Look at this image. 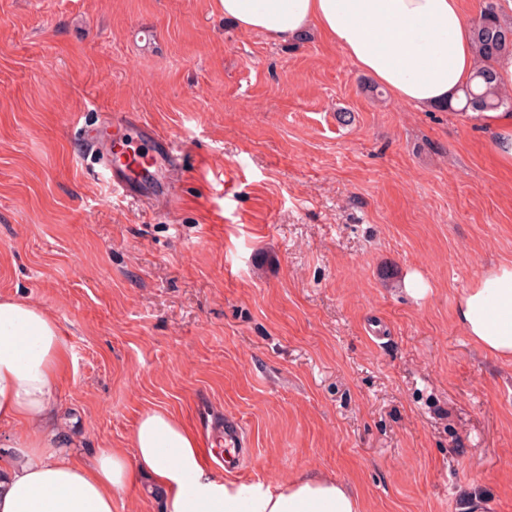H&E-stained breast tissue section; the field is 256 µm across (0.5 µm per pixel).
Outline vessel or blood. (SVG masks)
<instances>
[{
	"label": "vessel or blood",
	"mask_w": 512,
	"mask_h": 512,
	"mask_svg": "<svg viewBox=\"0 0 512 512\" xmlns=\"http://www.w3.org/2000/svg\"><path fill=\"white\" fill-rule=\"evenodd\" d=\"M84 155L108 174L114 193L176 208L180 190L174 170L185 156L175 141L158 133L137 113L113 115L109 129L84 130Z\"/></svg>",
	"instance_id": "obj_1"
}]
</instances>
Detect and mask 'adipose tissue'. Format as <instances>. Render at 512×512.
I'll return each mask as SVG.
<instances>
[{"mask_svg":"<svg viewBox=\"0 0 512 512\" xmlns=\"http://www.w3.org/2000/svg\"><path fill=\"white\" fill-rule=\"evenodd\" d=\"M241 30L292 42L308 30L333 41L357 68L400 103L416 108L455 102L473 83L475 54L462 0H221ZM512 167V113L467 112ZM467 336L512 359V264L488 269L457 307ZM68 350L55 318L23 299L0 298V425L23 424L15 453L0 461V512H113L128 486L148 479L162 512H363L338 479L306 473L274 484L216 476L197 435L174 414L149 409L130 450L71 454L57 389Z\"/></svg>","mask_w":512,"mask_h":512,"instance_id":"obj_1","label":"adipose tissue"}]
</instances>
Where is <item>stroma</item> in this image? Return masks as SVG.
<instances>
[{
  "mask_svg": "<svg viewBox=\"0 0 512 512\" xmlns=\"http://www.w3.org/2000/svg\"><path fill=\"white\" fill-rule=\"evenodd\" d=\"M120 112L188 146L179 208L79 159V129ZM492 151L317 32L275 43L219 0H0V297L60 326L77 457L163 409L222 477L309 469L364 512H512V360L457 317L512 263Z\"/></svg>",
  "mask_w": 512,
  "mask_h": 512,
  "instance_id": "stroma-1",
  "label": "stroma"
}]
</instances>
